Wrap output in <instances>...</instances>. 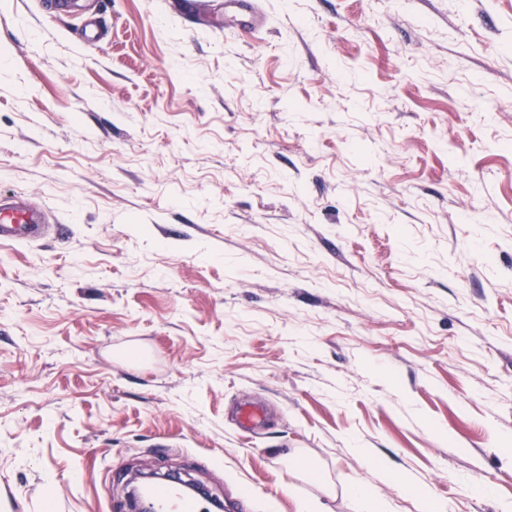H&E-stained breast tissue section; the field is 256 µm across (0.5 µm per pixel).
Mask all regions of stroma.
<instances>
[{
    "label": "stroma",
    "mask_w": 512,
    "mask_h": 512,
    "mask_svg": "<svg viewBox=\"0 0 512 512\" xmlns=\"http://www.w3.org/2000/svg\"><path fill=\"white\" fill-rule=\"evenodd\" d=\"M254 5L0 0V512H512V0ZM39 212L22 199L0 202V243L17 244L39 235ZM153 495L157 505V512H199L204 511L200 507L198 497L182 495L176 484L156 485Z\"/></svg>",
    "instance_id": "35a3bbf8"
}]
</instances>
